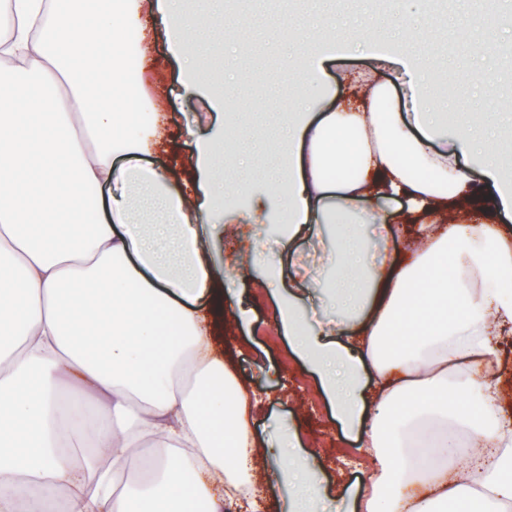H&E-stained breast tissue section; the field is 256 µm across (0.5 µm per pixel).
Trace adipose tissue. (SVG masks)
<instances>
[{
  "instance_id": "obj_1",
  "label": "adipose tissue",
  "mask_w": 512,
  "mask_h": 512,
  "mask_svg": "<svg viewBox=\"0 0 512 512\" xmlns=\"http://www.w3.org/2000/svg\"><path fill=\"white\" fill-rule=\"evenodd\" d=\"M8 0L0 55V512H222L241 495L254 449L250 400L212 344L215 312L196 299L214 286L196 235L219 221L206 197L234 138L238 113L193 139L194 183L173 182L142 156L161 147L159 113L131 106L140 73L116 49L142 13L166 24L182 62V91L201 87L193 64L219 28L200 30L210 0ZM398 0L396 36L367 23L376 68L355 73L354 98L327 80L334 44L303 42L282 79L307 108L284 116V177L257 155L263 207L245 215L278 224L293 241L311 232L328 275L279 285V257L248 259L277 289V323L318 375L345 434L379 460L368 487L342 493L344 512H512V416L503 409L499 343L512 334V148L486 138L500 112L447 135L444 112L422 109L439 69L419 46L437 18ZM397 72L403 112L377 72ZM118 186L110 201L86 188ZM404 196L419 238L393 253L395 217L382 201ZM461 220L443 225V209ZM336 310L313 320L305 299ZM81 389L101 425L82 459L63 445L81 418L56 388ZM269 487L288 479L281 512L323 499L292 422ZM156 448L146 473L116 488L139 448Z\"/></svg>"
}]
</instances>
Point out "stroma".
<instances>
[{
  "label": "stroma",
  "instance_id": "obj_1",
  "mask_svg": "<svg viewBox=\"0 0 512 512\" xmlns=\"http://www.w3.org/2000/svg\"><path fill=\"white\" fill-rule=\"evenodd\" d=\"M493 8L494 0H429L428 11L441 18L432 40L437 65L470 70L484 60V46L496 43L500 50L493 65L501 76L512 79V30L481 23ZM329 16L334 17L337 32H348L354 38L362 21H379L391 29L401 22L392 0H221L212 18L224 27V40L206 43L203 58L211 78L231 84L227 110L251 102L256 105L249 131L239 135L240 149L257 142L269 157H278L281 118L284 113L302 111L304 105L269 83L267 77L287 70L297 49L301 34L287 32L289 19L318 22ZM425 95L436 109L451 113L453 122L459 124L471 119L470 114L459 113L460 99L476 97L477 90L466 83L446 86L435 81ZM164 112L167 141L150 161L178 178H194L188 162L190 137L210 135L221 115L204 92L186 94L168 104ZM199 233L216 270L232 278L225 305L244 314L243 321H229L216 342L229 356L246 392L261 400L251 414L252 430L278 439L277 418L291 416L301 428L306 449L319 452L318 468L324 482L332 485L371 473L374 457L343 436L320 393L317 376L291 354L287 337L274 327L273 302L254 286L257 268L242 256L248 235L254 233L266 253L301 256L309 278H323L325 272L315 262L307 241L287 243L263 224H239L226 235L204 224Z\"/></svg>",
  "mask_w": 512,
  "mask_h": 512
}]
</instances>
